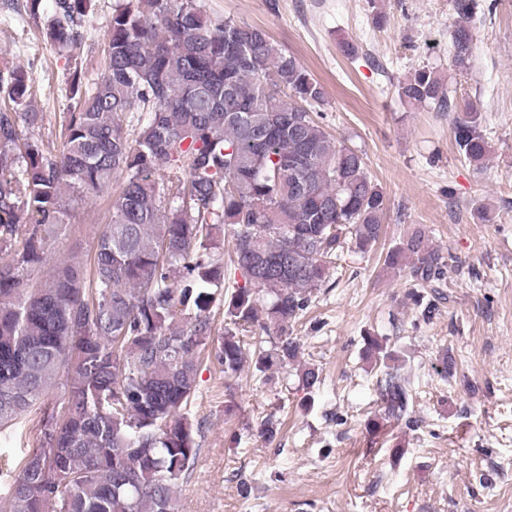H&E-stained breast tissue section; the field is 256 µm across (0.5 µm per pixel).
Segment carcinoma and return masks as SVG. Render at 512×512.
<instances>
[{"mask_svg":"<svg viewBox=\"0 0 512 512\" xmlns=\"http://www.w3.org/2000/svg\"><path fill=\"white\" fill-rule=\"evenodd\" d=\"M25 0L48 43L74 51L96 0ZM451 64L470 68L476 0H452ZM104 71L87 87L79 66L59 138L35 136L45 113L29 107L33 76L0 68V430L35 410L39 444L0 494V512H177V489L200 445L191 420L204 359L224 375L245 361L253 336L259 377L298 365L301 388L320 382L299 365L293 325L327 286L351 240L372 251L384 233L386 198L365 153L333 137L308 106L324 89L301 61L256 26L213 18L198 0H116ZM407 106L452 114L454 141L470 165L490 154L479 104L457 98L439 71L399 83ZM120 182L111 218L89 263L50 264L48 242L71 211ZM244 284L231 292L224 331V256ZM418 289L441 281L448 261L425 231L408 232L385 256ZM381 365L384 416L409 415L408 378L390 365L385 340L364 337ZM64 388L59 409L45 404ZM281 422L258 433L272 442Z\"/></svg>","mask_w":512,"mask_h":512,"instance_id":"1","label":"carcinoma"}]
</instances>
